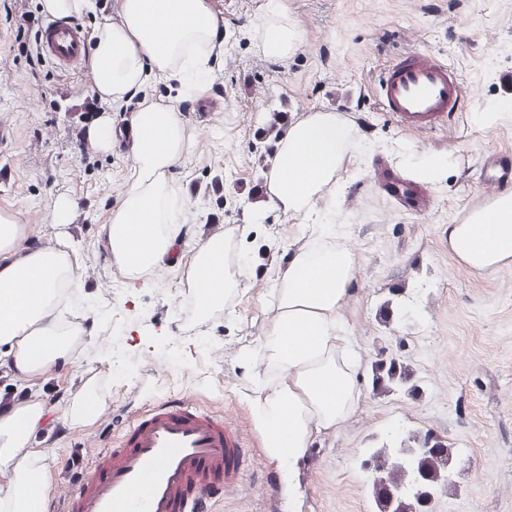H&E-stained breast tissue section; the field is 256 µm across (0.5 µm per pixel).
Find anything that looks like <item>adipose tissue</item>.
I'll list each match as a JSON object with an SVG mask.
<instances>
[{
	"label": "adipose tissue",
	"instance_id": "obj_1",
	"mask_svg": "<svg viewBox=\"0 0 512 512\" xmlns=\"http://www.w3.org/2000/svg\"><path fill=\"white\" fill-rule=\"evenodd\" d=\"M218 27L208 0H125L121 23L104 26L93 48L98 92L122 100L149 67L177 80L207 75L202 49ZM257 28L266 55L285 56L296 46L298 34L276 2ZM132 124L133 181L105 234L112 261L136 279L178 250L183 227L173 215L176 197L167 175L187 151L191 132L173 109L151 103ZM354 145L335 113H312L280 141L268 175L274 205L312 224L306 241L278 269L274 313L260 344L264 369L251 399L266 454L279 465L289 493L315 438L343 425L363 393L364 371L340 317L354 277L353 256L341 246L335 224L315 209ZM23 232L13 216L0 215V357L35 378L67 364L84 330L58 314L65 293L79 282L75 257L65 248L19 249ZM448 247L477 269L512 261V195L482 212L480 223L450 225ZM226 249L220 236L196 245L185 286L199 312L223 306L240 285ZM46 421L38 402L0 415V475L7 477L0 485V512H43L51 475L31 437Z\"/></svg>",
	"mask_w": 512,
	"mask_h": 512
}]
</instances>
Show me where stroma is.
Wrapping results in <instances>:
<instances>
[{
    "label": "stroma",
    "instance_id": "1",
    "mask_svg": "<svg viewBox=\"0 0 512 512\" xmlns=\"http://www.w3.org/2000/svg\"><path fill=\"white\" fill-rule=\"evenodd\" d=\"M269 0H210L224 59L184 87L148 75L153 101L172 107L193 136L168 177L181 199L186 233L178 259L130 279L111 260L104 226L130 185L131 122L144 101L106 102L112 145L77 140L79 120L56 94L60 84L95 88L91 70L18 63L0 79V214L27 225L47 248L68 241L80 286L63 301L85 336L69 364L28 380L0 365V400H39L47 424L33 438L53 481L76 477L148 405L188 397L240 424L253 461L240 492L212 512H288L277 467L267 458L249 399L263 365L256 355L272 314L276 270L309 229L248 191L265 184L281 140L276 116L333 112L357 143L335 186L317 200L343 226L354 256L341 316L367 368L396 359L414 391L365 387L356 413L318 437L301 481L298 512H377L371 477L359 467L370 448L396 447L432 431L452 449L451 490L430 512H512V262L463 265L448 249V227L482 200L474 190L484 153L512 151V0H280L298 33L275 58L258 48L257 20ZM426 47L458 71L467 102L456 124L402 129L383 112L377 79L398 55ZM436 158L429 212L413 214L374 180L378 164L411 176V163ZM238 187L226 193V184ZM76 204L57 220L60 198ZM224 235L227 257L247 263L227 306L199 313L184 286L199 240ZM120 324H113V315ZM101 406L84 424L67 406L86 380Z\"/></svg>",
    "mask_w": 512,
    "mask_h": 512
}]
</instances>
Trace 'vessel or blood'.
<instances>
[{"label":"vessel or blood","mask_w":512,"mask_h":512,"mask_svg":"<svg viewBox=\"0 0 512 512\" xmlns=\"http://www.w3.org/2000/svg\"><path fill=\"white\" fill-rule=\"evenodd\" d=\"M41 46L57 67L78 70L89 60L90 41L82 26L46 18ZM461 76L427 48L415 46L397 57L378 79V97L396 123L430 130L462 111ZM375 177L409 210L423 214L432 203L420 183L378 167ZM512 189V161L485 156L476 190L493 202ZM250 459L241 428L193 401L155 404L97 455L78 482L61 487L48 512H210L213 499L236 494Z\"/></svg>","instance_id":"obj_1"}]
</instances>
